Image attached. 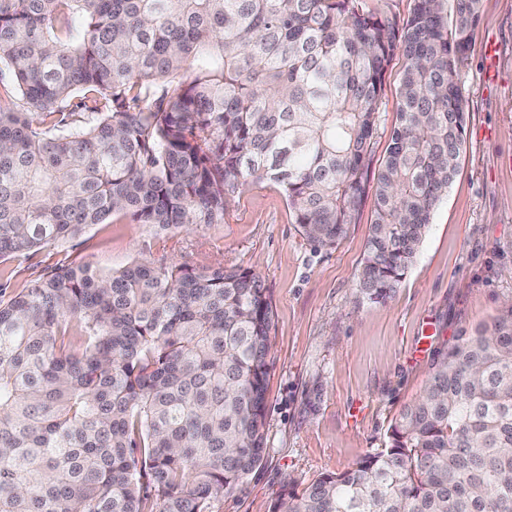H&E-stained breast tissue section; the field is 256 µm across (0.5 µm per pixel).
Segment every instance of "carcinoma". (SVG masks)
<instances>
[{
	"label": "carcinoma",
	"mask_w": 512,
	"mask_h": 512,
	"mask_svg": "<svg viewBox=\"0 0 512 512\" xmlns=\"http://www.w3.org/2000/svg\"><path fill=\"white\" fill-rule=\"evenodd\" d=\"M479 9L415 0L397 21L363 0H0V63L41 115L0 95V258L115 214L222 224L268 180L321 247L373 196L357 288L387 299L459 170ZM272 329L262 279L241 268L71 263L0 301V512H209L264 460ZM272 512H512V299L455 337L385 447L284 484ZM402 65L403 59L401 57L394 59L386 76V85L380 106L382 117L372 140L373 168H377L379 163L385 158L390 144L395 125V112H398L399 107L397 88Z\"/></svg>",
	"instance_id": "carcinoma-1"
}]
</instances>
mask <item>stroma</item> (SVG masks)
Here are the masks:
<instances>
[{"instance_id":"35a3bbf8","label":"stroma","mask_w":512,"mask_h":512,"mask_svg":"<svg viewBox=\"0 0 512 512\" xmlns=\"http://www.w3.org/2000/svg\"><path fill=\"white\" fill-rule=\"evenodd\" d=\"M496 45L497 82L482 72ZM402 59L386 76L374 162L387 153ZM463 83L469 120L459 173L433 213L400 288L371 302L357 288L373 200L334 247L302 237L281 189L248 184L223 223L160 231L113 215L75 238L0 259V299L43 270L97 272L141 261L260 275L275 315L263 463L210 512H271L286 479L305 487L384 447L393 418L423 391L454 336L491 326L512 296V0H482Z\"/></svg>"}]
</instances>
